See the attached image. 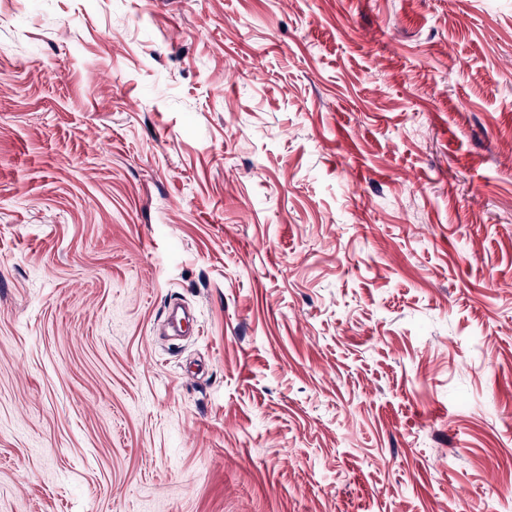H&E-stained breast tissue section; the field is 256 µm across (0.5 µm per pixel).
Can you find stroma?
<instances>
[{
	"instance_id": "1",
	"label": "stroma",
	"mask_w": 512,
	"mask_h": 512,
	"mask_svg": "<svg viewBox=\"0 0 512 512\" xmlns=\"http://www.w3.org/2000/svg\"><path fill=\"white\" fill-rule=\"evenodd\" d=\"M512 0H0V512H506Z\"/></svg>"
}]
</instances>
